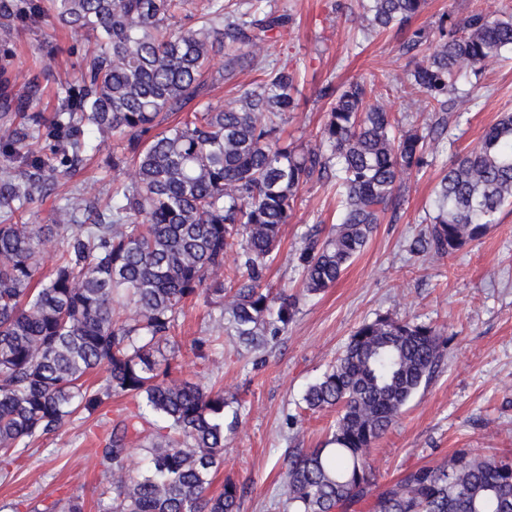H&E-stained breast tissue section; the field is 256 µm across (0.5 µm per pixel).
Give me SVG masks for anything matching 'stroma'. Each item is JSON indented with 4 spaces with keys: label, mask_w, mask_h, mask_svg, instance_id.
Wrapping results in <instances>:
<instances>
[{
    "label": "stroma",
    "mask_w": 512,
    "mask_h": 512,
    "mask_svg": "<svg viewBox=\"0 0 512 512\" xmlns=\"http://www.w3.org/2000/svg\"><path fill=\"white\" fill-rule=\"evenodd\" d=\"M256 2L263 8L275 4L292 17L287 34L266 41L262 51L264 61L289 65L304 76L299 105L286 115L285 138L310 141L328 109L320 89L352 78L373 81L374 96L397 115L410 112L409 96L389 87L414 67L399 50L402 36L387 32L356 44L355 0ZM477 10L508 14L512 0H428L412 25L432 31L442 17L459 20ZM87 43L84 36L50 26L20 30L14 63L38 78L42 93L36 111L49 117L57 110L58 82L73 79L79 70L77 57L67 49ZM470 83L478 101L461 117L454 145L439 148L430 166L407 182L396 221L376 227L334 287L301 300L276 342L248 350L228 336L223 349L200 358L193 341L207 335L210 309L200 300L187 303L175 331L180 348L172 366L179 377L203 383L220 379L225 395L236 400L239 426L225 440L224 465L212 489L220 491L228 479L243 487L241 512H287L280 485L288 457L324 440L334 418L330 411H301L302 394L356 328L379 315L433 325L448 339L432 381L412 397L371 452L379 483L460 448L512 456V206L501 211L481 240L444 259L429 261L405 248L424 227L433 190L454 154L472 148L489 126L512 113V59L488 64ZM111 151V143H104L84 168L61 180L34 208L33 223H52L63 197L85 180H99L102 191L110 192L114 174L104 161ZM335 220L330 187L314 183L301 189L293 218L282 230L281 256L267 271L266 283L297 292L300 274L293 255L302 233ZM133 407L131 398L112 397L92 414L41 438L14 464H0V512H42L73 497L81 498L84 512H108L107 477L96 452L99 424Z\"/></svg>",
    "instance_id": "stroma-1"
}]
</instances>
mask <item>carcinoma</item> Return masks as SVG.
Returning <instances> with one entry per match:
<instances>
[{
    "label": "carcinoma",
    "mask_w": 512,
    "mask_h": 512,
    "mask_svg": "<svg viewBox=\"0 0 512 512\" xmlns=\"http://www.w3.org/2000/svg\"><path fill=\"white\" fill-rule=\"evenodd\" d=\"M0 0V153L20 157L0 169V461L19 459L113 396L135 412L99 442L109 512H240L230 479L211 493L224 462L232 400L224 388L173 375L172 331L190 299L219 314L198 350L224 348V335L267 346L288 328L300 296L335 286L386 215L396 216L406 180L448 142L456 114L474 101L460 88L493 60L512 54V14L482 12L442 21L437 35L410 29L426 0H360L369 35L402 32L400 51L429 53L406 76L418 125L371 99L362 80L321 97L329 110L315 142L281 139L300 75L259 68L249 87L216 104L199 102L211 63L233 82L258 63L268 34L288 33L290 17L262 13L253 0ZM50 24L94 38L79 75L60 85V107L31 112L38 78L15 70L10 46L23 26ZM29 98L15 97L19 82ZM116 138L107 166L122 176L99 207L95 181L57 208L54 224L23 217L61 181ZM39 150H32V142ZM334 183L337 218L326 235L306 232L294 254L301 294L263 286L279 258L281 228L299 191ZM512 205V114L451 160L434 192L433 215L408 252L429 260L479 240ZM55 244L40 276L41 245ZM238 246L234 273L224 252ZM446 343L430 325L378 316L348 338L311 383L305 409L336 411L317 448L290 455L280 496L288 512H512V457L462 448L433 465L377 485L370 453L418 389L429 383ZM96 369L103 383H87ZM147 469L135 476L128 447Z\"/></svg>",
    "instance_id": "carcinoma-1"
}]
</instances>
